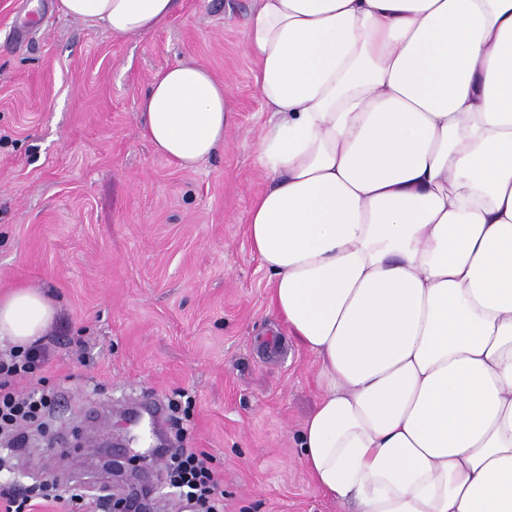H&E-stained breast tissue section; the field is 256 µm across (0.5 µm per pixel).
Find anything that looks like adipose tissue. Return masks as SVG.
Instances as JSON below:
<instances>
[{
  "instance_id": "adipose-tissue-1",
  "label": "adipose tissue",
  "mask_w": 512,
  "mask_h": 512,
  "mask_svg": "<svg viewBox=\"0 0 512 512\" xmlns=\"http://www.w3.org/2000/svg\"><path fill=\"white\" fill-rule=\"evenodd\" d=\"M177 0H55L116 39ZM269 113L248 213L271 305L314 353L300 446L348 512H512V0H260L243 31ZM185 169L233 123L204 65L139 102ZM40 290L0 296V345H37Z\"/></svg>"
}]
</instances>
